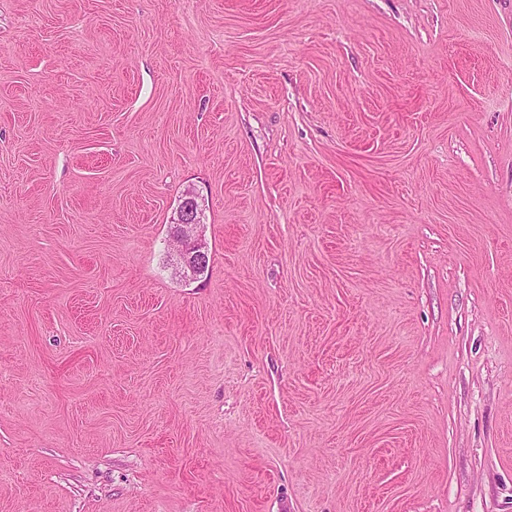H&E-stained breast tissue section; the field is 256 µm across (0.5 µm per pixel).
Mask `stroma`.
Instances as JSON below:
<instances>
[{
	"mask_svg": "<svg viewBox=\"0 0 512 512\" xmlns=\"http://www.w3.org/2000/svg\"><path fill=\"white\" fill-rule=\"evenodd\" d=\"M0 512H512V0H0ZM199 196L194 190H187L178 207L177 229L173 236L175 252L178 256L176 268L184 278H196L197 272L204 267L205 260L208 265L205 245L197 234V227L201 223Z\"/></svg>",
	"mask_w": 512,
	"mask_h": 512,
	"instance_id": "35a3bbf8",
	"label": "stroma"
}]
</instances>
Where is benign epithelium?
I'll use <instances>...</instances> for the list:
<instances>
[{"label":"benign epithelium","instance_id":"obj_1","mask_svg":"<svg viewBox=\"0 0 512 512\" xmlns=\"http://www.w3.org/2000/svg\"><path fill=\"white\" fill-rule=\"evenodd\" d=\"M199 196L193 190L184 193L178 210L177 229L173 236L175 252L178 256L176 268L184 278H196L207 259L205 245L197 234L201 223Z\"/></svg>","mask_w":512,"mask_h":512}]
</instances>
